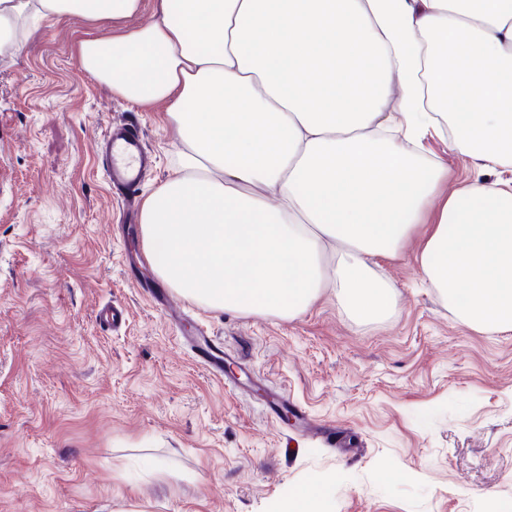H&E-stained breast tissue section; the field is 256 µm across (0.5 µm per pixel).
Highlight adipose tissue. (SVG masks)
<instances>
[{
  "label": "adipose tissue",
  "instance_id": "obj_1",
  "mask_svg": "<svg viewBox=\"0 0 512 512\" xmlns=\"http://www.w3.org/2000/svg\"><path fill=\"white\" fill-rule=\"evenodd\" d=\"M140 0H0V54L50 14L127 18ZM155 20L79 46L121 97L169 103L178 162L145 200L152 269L213 310L293 319L322 288L390 311L371 261L420 225L419 261L477 329H512V0H157ZM448 125L461 184L424 162ZM432 222H425V215Z\"/></svg>",
  "mask_w": 512,
  "mask_h": 512
}]
</instances>
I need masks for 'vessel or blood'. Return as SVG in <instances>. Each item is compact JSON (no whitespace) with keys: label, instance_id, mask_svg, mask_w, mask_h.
Segmentation results:
<instances>
[{"label":"vessel or blood","instance_id":"obj_1","mask_svg":"<svg viewBox=\"0 0 512 512\" xmlns=\"http://www.w3.org/2000/svg\"><path fill=\"white\" fill-rule=\"evenodd\" d=\"M99 153L109 183L120 189L129 208H137L135 191L147 169V155L139 132L131 126H110L99 141ZM198 362L213 376L225 378L224 349L205 327H198L192 342Z\"/></svg>","mask_w":512,"mask_h":512}]
</instances>
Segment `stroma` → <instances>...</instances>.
Segmentation results:
<instances>
[{
	"label": "stroma",
	"instance_id": "obj_1",
	"mask_svg": "<svg viewBox=\"0 0 512 512\" xmlns=\"http://www.w3.org/2000/svg\"><path fill=\"white\" fill-rule=\"evenodd\" d=\"M154 4L107 25L52 16L0 61V512H278L325 477L324 512H512V330L462 323L419 238L376 260L395 301L374 320L325 288L291 320L193 301L176 322L142 288L156 275L97 143L108 123L140 128L147 198L177 162L168 105L119 96L78 45L148 25ZM112 302L116 331L97 320ZM197 322L237 390L194 360ZM268 389L343 447L266 414Z\"/></svg>",
	"mask_w": 512,
	"mask_h": 512
}]
</instances>
